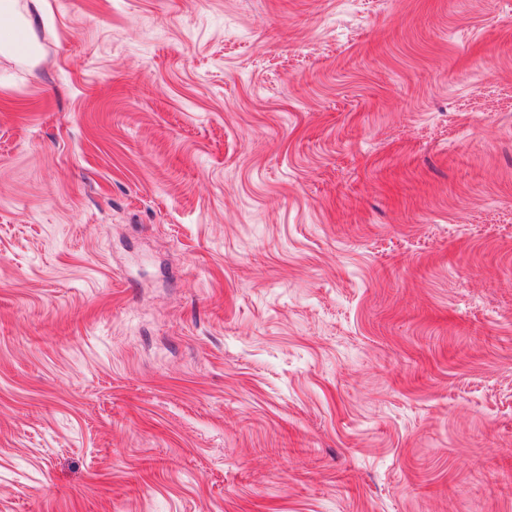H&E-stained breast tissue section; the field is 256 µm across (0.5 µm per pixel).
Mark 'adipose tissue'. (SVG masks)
Returning a JSON list of instances; mask_svg holds the SVG:
<instances>
[{
	"mask_svg": "<svg viewBox=\"0 0 512 512\" xmlns=\"http://www.w3.org/2000/svg\"><path fill=\"white\" fill-rule=\"evenodd\" d=\"M42 10V0H0V55L36 62L37 46L33 34L35 16Z\"/></svg>",
	"mask_w": 512,
	"mask_h": 512,
	"instance_id": "1",
	"label": "adipose tissue"
}]
</instances>
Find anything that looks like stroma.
Instances as JSON below:
<instances>
[{"label": "stroma", "instance_id": "stroma-1", "mask_svg": "<svg viewBox=\"0 0 512 512\" xmlns=\"http://www.w3.org/2000/svg\"><path fill=\"white\" fill-rule=\"evenodd\" d=\"M0 57V512H512V0H48Z\"/></svg>", "mask_w": 512, "mask_h": 512}]
</instances>
